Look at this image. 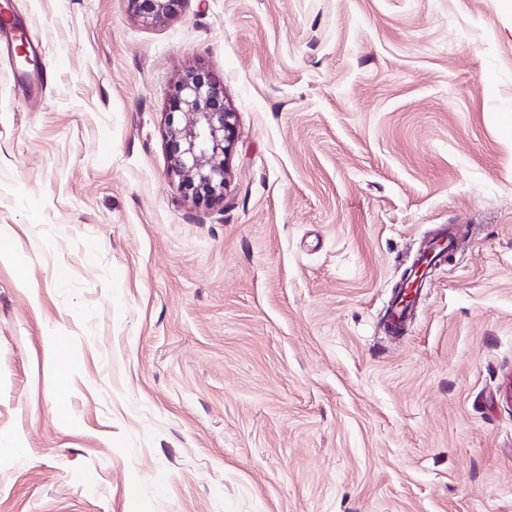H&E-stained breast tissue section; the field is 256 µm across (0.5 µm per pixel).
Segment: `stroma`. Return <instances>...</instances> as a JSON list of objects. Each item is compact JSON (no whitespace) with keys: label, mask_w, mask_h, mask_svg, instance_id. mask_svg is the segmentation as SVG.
<instances>
[{"label":"stroma","mask_w":512,"mask_h":512,"mask_svg":"<svg viewBox=\"0 0 512 512\" xmlns=\"http://www.w3.org/2000/svg\"><path fill=\"white\" fill-rule=\"evenodd\" d=\"M1 10L46 78L0 62V512H512V0ZM192 67L236 114L211 206L168 173ZM182 0H129L135 13L146 19L159 20L175 11ZM463 239V230L459 224H444L415 255L406 280L405 295L392 293L386 311L387 323L392 333L398 334L405 329L413 312L416 299L426 288L427 278L432 269L441 260V256L457 252ZM406 326V327H407Z\"/></svg>","instance_id":"35a3bbf8"}]
</instances>
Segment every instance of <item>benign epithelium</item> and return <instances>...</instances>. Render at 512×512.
I'll list each match as a JSON object with an SVG mask.
<instances>
[{
    "label": "benign epithelium",
    "mask_w": 512,
    "mask_h": 512,
    "mask_svg": "<svg viewBox=\"0 0 512 512\" xmlns=\"http://www.w3.org/2000/svg\"><path fill=\"white\" fill-rule=\"evenodd\" d=\"M181 0H129L138 15L165 18ZM166 144L168 172L184 197L197 204L224 201L226 157L231 151L235 112L224 104V88L202 68L187 70L169 94ZM188 117L180 124L177 115Z\"/></svg>",
    "instance_id": "7a95c632"
}]
</instances>
